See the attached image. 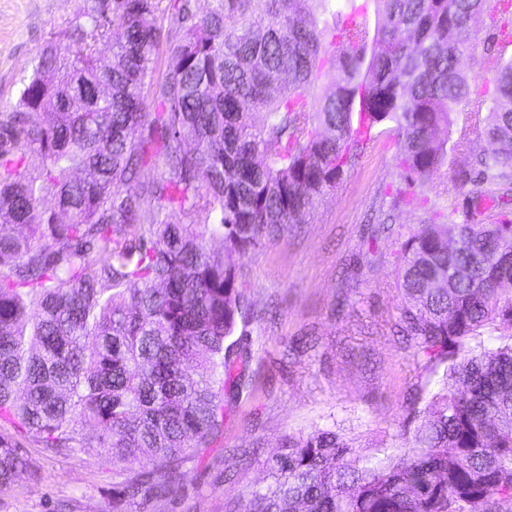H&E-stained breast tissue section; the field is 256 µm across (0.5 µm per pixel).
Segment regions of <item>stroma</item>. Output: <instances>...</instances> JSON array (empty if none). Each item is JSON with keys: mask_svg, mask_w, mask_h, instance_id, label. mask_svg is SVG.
I'll return each mask as SVG.
<instances>
[{"mask_svg": "<svg viewBox=\"0 0 512 512\" xmlns=\"http://www.w3.org/2000/svg\"><path fill=\"white\" fill-rule=\"evenodd\" d=\"M94 0H0V111L15 107L51 32ZM397 147L381 137L345 167L288 236L244 260L255 318L251 393L227 402L224 435L183 469L179 492L140 512H225L241 486L265 483L259 465L281 436L338 424L363 454L394 445L416 386L441 378L416 364L387 326L402 300L401 246L430 213L392 207ZM32 463L0 487V512H112L111 452L54 457L28 437Z\"/></svg>", "mask_w": 512, "mask_h": 512, "instance_id": "35a3bbf8", "label": "stroma"}]
</instances>
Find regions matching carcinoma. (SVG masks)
<instances>
[{
    "label": "carcinoma",
    "mask_w": 512,
    "mask_h": 512,
    "mask_svg": "<svg viewBox=\"0 0 512 512\" xmlns=\"http://www.w3.org/2000/svg\"><path fill=\"white\" fill-rule=\"evenodd\" d=\"M487 1L512 30V0H375L373 30L356 0H212L201 14L112 0L49 38L0 113V424L53 455L111 449L127 464L112 512L177 493L224 432V395L251 385L244 258L288 235L374 128L398 147L394 205L476 137L488 147L456 182L512 190V59L489 53L487 98L460 62ZM77 83L107 93L57 108ZM48 197L67 220L40 209ZM398 278L390 332L448 363L399 453L365 457L334 424L288 433L263 462L270 482L225 512H512V215L437 213L402 245ZM486 328L509 342L471 344ZM28 468L0 430V487Z\"/></svg>",
    "instance_id": "obj_1"
}]
</instances>
